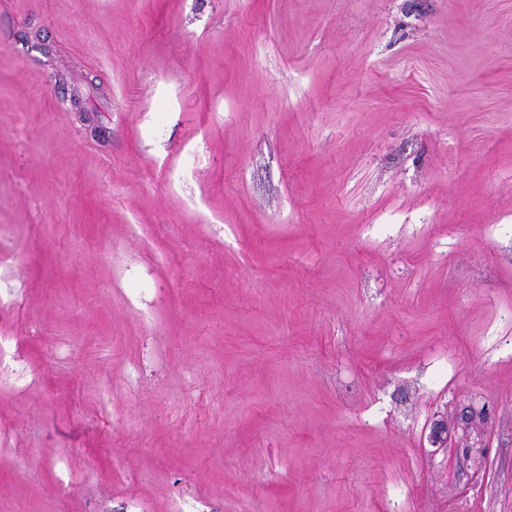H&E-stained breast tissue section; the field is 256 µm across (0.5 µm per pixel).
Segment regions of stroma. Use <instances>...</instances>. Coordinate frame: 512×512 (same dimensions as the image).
Segmentation results:
<instances>
[{
    "label": "stroma",
    "instance_id": "1",
    "mask_svg": "<svg viewBox=\"0 0 512 512\" xmlns=\"http://www.w3.org/2000/svg\"><path fill=\"white\" fill-rule=\"evenodd\" d=\"M512 512V0H0V512Z\"/></svg>",
    "mask_w": 512,
    "mask_h": 512
}]
</instances>
